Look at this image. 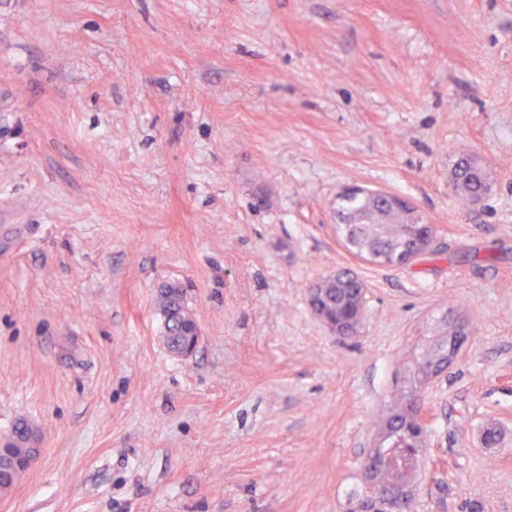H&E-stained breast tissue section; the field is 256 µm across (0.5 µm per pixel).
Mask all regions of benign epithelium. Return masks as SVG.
Instances as JSON below:
<instances>
[{
	"mask_svg": "<svg viewBox=\"0 0 512 512\" xmlns=\"http://www.w3.org/2000/svg\"><path fill=\"white\" fill-rule=\"evenodd\" d=\"M408 237L413 247V253L407 256V262H412L419 256L431 251L434 246L436 234L431 224H411L407 229ZM470 335V326L461 317L448 319V350L443 360L437 365L421 367L420 377L423 384H430L456 361L464 347L467 336ZM188 339L177 345L169 338L164 342L171 353L187 357L192 355L198 346L201 330L199 326L186 333ZM411 415L422 431H427L431 417L425 407L422 391L412 397L409 402ZM395 436L392 430L387 429L379 435L378 444L373 449L365 464L366 480V512H414L413 481L418 470H407L402 465L398 455L391 450ZM41 435L32 433L29 439V452L24 455L23 462L18 469L29 468L40 451ZM381 470H398L400 475L389 485L382 486L378 482V473Z\"/></svg>",
	"mask_w": 512,
	"mask_h": 512,
	"instance_id": "obj_1",
	"label": "benign epithelium"
}]
</instances>
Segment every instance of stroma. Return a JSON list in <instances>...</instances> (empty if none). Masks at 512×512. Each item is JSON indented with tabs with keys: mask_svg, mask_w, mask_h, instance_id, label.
Wrapping results in <instances>:
<instances>
[{
	"mask_svg": "<svg viewBox=\"0 0 512 512\" xmlns=\"http://www.w3.org/2000/svg\"><path fill=\"white\" fill-rule=\"evenodd\" d=\"M350 184L434 251L356 260ZM340 269L345 340L308 305ZM460 312L416 512H512V0H0V436L42 433L0 512H359L396 376ZM488 174L485 169L474 159L460 160L453 172V187L456 195L467 203H472L477 198L487 193ZM481 200V199H480ZM472 205H477L480 201ZM356 280H347L336 282L328 280L323 288L331 289L328 292V298L325 301L324 308L322 309V317H326L334 323H347L355 318L364 319L365 309L362 297V291L359 288H364L362 281L355 276ZM315 288L309 291L308 305L314 315L319 318L336 336H354L357 335L361 326L355 323L343 326L341 324H334L325 320L318 315V307L320 302ZM334 289V290H332ZM336 289V290H335ZM157 306L164 322L165 333L168 336H171L177 342L185 340L188 336V339L179 346L168 337L163 336L170 352L181 357L192 355L198 346L201 330L199 325L196 324L185 336H181L182 331L196 323L186 303L185 292L173 283H166L158 289Z\"/></svg>",
	"mask_w": 512,
	"mask_h": 512,
	"instance_id": "35a3bbf8",
	"label": "stroma"
}]
</instances>
